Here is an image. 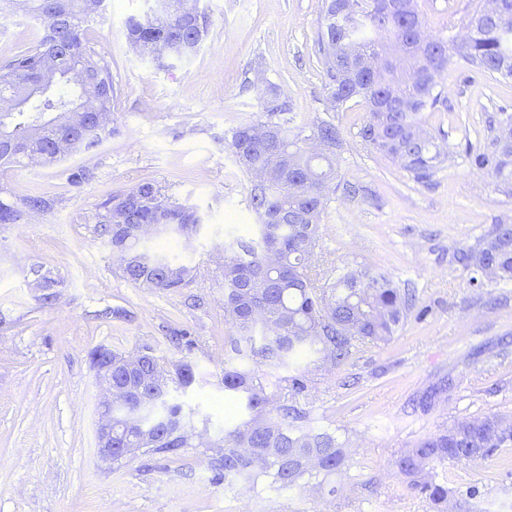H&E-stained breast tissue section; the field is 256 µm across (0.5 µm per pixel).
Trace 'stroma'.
<instances>
[{
	"label": "stroma",
	"mask_w": 512,
	"mask_h": 512,
	"mask_svg": "<svg viewBox=\"0 0 512 512\" xmlns=\"http://www.w3.org/2000/svg\"><path fill=\"white\" fill-rule=\"evenodd\" d=\"M486 0H419L434 38L466 34L469 14ZM211 19L198 53L161 69L129 44L124 21L147 0H110L85 24V39L112 65L111 138L57 166H0V197L39 195L48 210L0 226V512H512V442L484 462L445 460L431 473L448 488L434 503L397 471L401 455L425 437L487 414L512 426V281L484 279L454 259L496 222L512 219V198L471 166L466 147L483 143L485 118L512 106V79L458 66L438 78L448 106L422 115L444 136L450 156L427 185L367 146L362 100L327 111L328 92L315 37L321 0H199ZM42 21L0 8V62L34 45ZM279 84L295 123L325 120L339 130L337 188L310 258L323 277L367 268L414 298L409 318L388 343L355 342L335 367L309 369L291 397L312 427L338 428L347 466L330 495L310 487L218 477L214 442L240 423L225 393L224 238L248 241L257 217L252 174L225 145L227 132L259 123L257 84ZM85 170L80 184L70 170ZM151 180L177 202L195 206L203 226L191 247L172 237L150 246L194 269L177 293L124 279L94 231L100 205ZM50 269L63 282L42 304L29 273ZM184 334L187 345L170 338ZM152 349L159 362L184 361L195 383L177 396L204 439L179 455L103 461L94 443L97 404L89 352Z\"/></svg>",
	"instance_id": "1"
}]
</instances>
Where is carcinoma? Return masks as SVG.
<instances>
[{"label":"carcinoma","instance_id":"obj_1","mask_svg":"<svg viewBox=\"0 0 512 512\" xmlns=\"http://www.w3.org/2000/svg\"><path fill=\"white\" fill-rule=\"evenodd\" d=\"M106 0H14L22 11L44 21L43 37L35 45L0 64V102L23 98L24 105L0 111L15 137L27 142L29 152L17 155L0 148V166L17 164L32 156L54 166L69 156L88 151L102 141L114 95L110 63L84 39V24ZM316 44L323 65L331 110L356 98L367 107V120L359 131L374 150L408 171L420 183H429L439 170L441 150L437 137L420 127L422 113L447 105L438 91V77L451 64L492 77L512 78V0H497L491 12L479 7L469 20V34L461 41L424 34L415 0H322ZM197 17L175 10L145 25L140 18L125 20L128 40L137 46L156 47L152 61L164 69L187 59L179 47L207 37L208 13ZM392 46L396 59L381 63L376 73L361 67L360 59L380 46ZM52 59L55 80L45 94L30 98L28 88L42 82L47 59ZM261 112L274 130V139L257 137V123L233 129L228 148L249 172L266 167L279 154L288 159L302 152L307 134L326 145L321 154L303 159V166L286 165L275 179L256 182L250 206L257 216V232L246 243L233 238L224 243V391L238 398L245 418L224 431L214 447L221 449L215 466L226 477L241 479L254 489L267 478L281 487L322 486L346 461L336 431L304 424L305 412L281 403L283 391L300 394L306 389L302 366L340 364L353 342H387L411 312L409 297L383 275L367 270L343 272L334 280H319L308 263L319 238V226L332 182L336 178V149L341 142L336 126L325 121L290 126L285 114L291 104L281 88L268 83ZM279 121H273V118ZM512 112L500 108L488 118L485 145L468 150L470 164L490 173L498 190L512 197ZM121 222L128 227L115 237L112 208L119 197L101 204L95 231L110 246L113 264L136 286L178 291L190 283L192 268L179 257L147 244L137 235L144 225L154 234L190 241L189 224L200 220L191 206L173 202L152 181H144L122 195ZM49 207L40 196L23 199L22 206L0 198V224H16L24 212ZM455 259L475 274L512 280V223L501 220L475 245L461 249ZM41 300L49 304L60 295L63 283L50 272L33 269ZM112 358V383H136L121 362L122 354L97 347L90 352L92 366ZM286 368L294 375L283 386L279 377L261 376L250 364ZM175 377L162 380L155 356L140 357L141 373L155 378L137 397L125 395L112 404L113 461L124 448H145L149 453L176 454L188 446L193 426L183 406L171 397L172 387L188 388L195 374L188 363L173 365ZM282 419L270 417L272 406ZM146 431L127 426L145 409ZM512 440L503 418L492 414L423 439L397 462L398 472L429 494L436 503L448 488L425 479L428 466L448 459L485 460Z\"/></svg>","mask_w":512,"mask_h":512}]
</instances>
